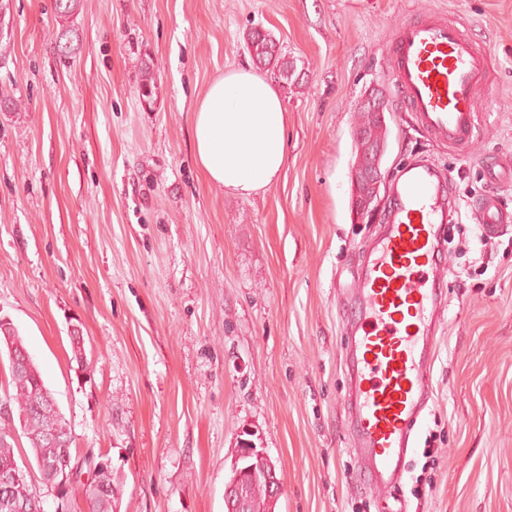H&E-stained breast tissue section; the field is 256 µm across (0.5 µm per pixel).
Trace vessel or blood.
<instances>
[{
    "label": "vessel or blood",
    "mask_w": 512,
    "mask_h": 512,
    "mask_svg": "<svg viewBox=\"0 0 512 512\" xmlns=\"http://www.w3.org/2000/svg\"><path fill=\"white\" fill-rule=\"evenodd\" d=\"M406 107L430 135L458 151L475 138L487 57L454 22L427 15L400 22L387 55ZM449 172L432 162L404 167L392 184L395 205L352 293V389L346 416L354 425L356 478L378 491L402 480L401 460L413 442L431 381L429 330L441 301L439 229L456 206ZM502 177L489 171V188L473 213L483 235L512 224L500 201Z\"/></svg>",
    "instance_id": "vessel-or-blood-1"
}]
</instances>
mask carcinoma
Here are the masks:
<instances>
[{
  "label": "carcinoma",
  "instance_id": "obj_1",
  "mask_svg": "<svg viewBox=\"0 0 512 512\" xmlns=\"http://www.w3.org/2000/svg\"><path fill=\"white\" fill-rule=\"evenodd\" d=\"M247 44L248 51L255 62L278 71L280 78L285 82H290L294 86L298 84V81L293 79L294 63L286 59V55L274 52L275 41L269 33L255 28L249 32ZM141 71L140 89L143 91V96L149 98L156 88L157 79L149 64H141ZM357 112V133L362 135L361 144L365 147V153L368 154L372 146L386 143L388 128L385 120L375 115L365 101L358 102ZM42 388H44V381L34 363H29L25 369L9 366L6 396L9 397V402L16 405L20 411V427L27 435L36 461L55 454L56 445L48 435L49 423L65 425L55 404L47 402L41 395ZM250 466L254 467L253 472L241 474V482L249 490L245 512H272L275 505L268 498L265 482L267 465L264 460L254 456Z\"/></svg>",
  "mask_w": 512,
  "mask_h": 512
}]
</instances>
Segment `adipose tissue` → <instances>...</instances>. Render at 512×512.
Listing matches in <instances>:
<instances>
[{"instance_id":"obj_1","label":"adipose tissue","mask_w":512,"mask_h":512,"mask_svg":"<svg viewBox=\"0 0 512 512\" xmlns=\"http://www.w3.org/2000/svg\"><path fill=\"white\" fill-rule=\"evenodd\" d=\"M287 125L283 99L264 76L229 71L194 106L196 163L215 187L251 196L281 171Z\"/></svg>"}]
</instances>
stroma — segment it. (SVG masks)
<instances>
[{"label":"stroma","instance_id":"35a3bbf8","mask_svg":"<svg viewBox=\"0 0 512 512\" xmlns=\"http://www.w3.org/2000/svg\"><path fill=\"white\" fill-rule=\"evenodd\" d=\"M431 12L490 50L464 159L414 122L385 65L396 25ZM253 27L299 83L278 86L281 174L241 197L200 173L191 121L212 81L252 65ZM372 88L389 135L368 222L352 165ZM0 93V318L71 432V512H89L102 456L115 512H224L244 439L275 466V512H512V225L484 237L472 220L487 168H512V0H80L65 19L54 0H0ZM421 159L449 171L458 210L432 398L402 483L377 497L345 419V301L394 176Z\"/></svg>","mask_w":512,"mask_h":512}]
</instances>
